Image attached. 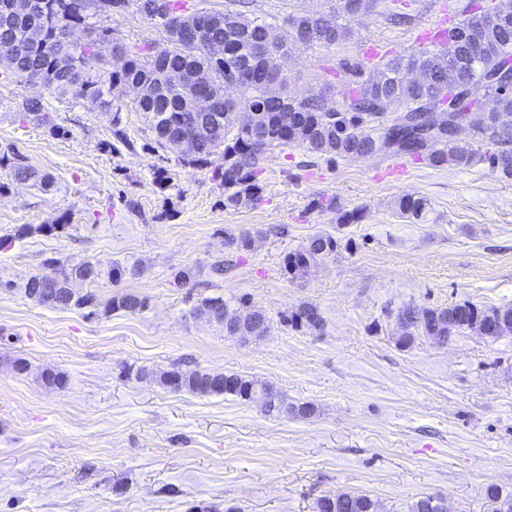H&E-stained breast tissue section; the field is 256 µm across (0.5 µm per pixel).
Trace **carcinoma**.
Masks as SVG:
<instances>
[{
  "mask_svg": "<svg viewBox=\"0 0 512 512\" xmlns=\"http://www.w3.org/2000/svg\"><path fill=\"white\" fill-rule=\"evenodd\" d=\"M34 15L41 24L29 28L25 20L9 30L0 28V86L15 77L36 80L48 95L58 100L89 97L104 112L113 113L112 135L127 141L121 126V108L112 103V88L135 83L143 94L133 100L135 111L143 113L154 135L161 160L171 153L177 159L211 169L212 180L224 187L227 206H252L264 191L263 172L267 154L275 149L298 145L319 158L407 156L432 167H460L487 163L490 168L512 175V124L503 117L512 115V88L486 80L512 62V7L497 8L491 17L481 11L480 0H468L461 19L444 42L436 39L434 49L399 55L370 71L360 84L341 93V98L323 91L302 97L288 94L280 59L288 54V44L329 47L351 36L350 19L375 11L377 0H339L330 14L306 11L286 18L288 30L275 38L273 23L251 16L253 0H231L226 10H204L189 0H33ZM149 20L162 35L134 47L112 37L104 22L130 7ZM385 22L409 26L414 20L411 0H391L378 12ZM80 27L90 34L83 44L68 39ZM109 41L115 61L101 59L97 45ZM224 45V57L211 55L210 46ZM184 69L185 84L170 81L169 72ZM241 76L238 98L224 99L225 79ZM474 88L490 102L486 110L465 104L458 110L464 122L486 145L476 149L458 133L448 132V117L440 104L448 93H464ZM205 94L213 100L206 111L196 108L195 97ZM21 124L32 123L52 137L63 138L69 130L59 125L45 98H31L16 113ZM195 125L210 129L211 136L187 144L186 136ZM265 137L258 146L256 133ZM220 155L222 164H213ZM0 170L8 173L0 182V194L37 187L51 189V177L28 164L16 151L0 154ZM400 215L423 221L429 211L421 196L404 194L397 200ZM336 239L315 236L300 249L287 252L282 260L285 274L293 280L303 278L310 265L334 252ZM45 264L56 276H30L25 294L49 307H98L104 313L116 310L136 313L146 307V299L136 293L113 296L106 303L95 294H77L74 281L93 282L102 271L89 261L68 263L49 258ZM232 308L222 296H199L192 313L224 326V335L260 337L267 334L271 319L261 310L247 308L248 299H236ZM503 316L505 330L512 334V307L499 313L497 307H480L471 302L446 308L407 307L399 314L404 329L400 342L408 345L414 333L436 337L439 344L480 324ZM281 323L313 331L323 328L318 309L306 304L280 317ZM160 383L172 392L189 391L202 396L228 395L249 400L259 394L269 415L282 413L309 417L315 413L311 403L290 405L280 392L267 383L241 375L201 370H172L159 376ZM486 497L494 512H512V497L502 496L490 485ZM317 512H378V502L366 494L336 493L323 496ZM410 512H446L442 500L432 495L419 498Z\"/></svg>",
  "mask_w": 512,
  "mask_h": 512,
  "instance_id": "1",
  "label": "carcinoma"
}]
</instances>
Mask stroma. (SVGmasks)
Wrapping results in <instances>:
<instances>
[{"instance_id":"1","label":"stroma","mask_w":512,"mask_h":512,"mask_svg":"<svg viewBox=\"0 0 512 512\" xmlns=\"http://www.w3.org/2000/svg\"><path fill=\"white\" fill-rule=\"evenodd\" d=\"M458 2L417 0L411 26L370 14L352 19L347 42L295 46L282 61L289 91L340 94L347 64L371 70L373 46L385 60L423 49L421 34ZM42 92L20 78L0 89V152L20 151L53 180L47 192L0 195V239L11 240L0 282L14 283L0 289V512H316L336 492L368 494L379 512H409L429 494L448 512H490L487 485L512 494V335L398 343L406 305L512 307V176L405 157L329 162L296 145L266 161L261 201L233 208L192 164L168 161L158 187L149 123L124 88L112 97L126 144L90 98L53 101L69 138L21 125V104ZM406 193L428 199L426 222L397 215ZM322 196L336 209L317 208ZM351 210L361 221L339 223ZM42 224L62 230L46 235ZM245 233L249 250L225 245ZM318 235L336 238V251L290 280L284 254ZM49 257L133 266L119 282L73 288L103 302L134 292L146 308L93 317L38 304L23 285ZM222 258L231 265L220 278L210 265ZM182 269L189 285L174 278ZM201 295L247 296L271 317L269 332L225 335L192 314ZM306 303L323 331L280 324ZM175 368L267 382L316 412L270 416L257 400L173 392L156 377ZM46 371L65 385L47 386Z\"/></svg>"}]
</instances>
